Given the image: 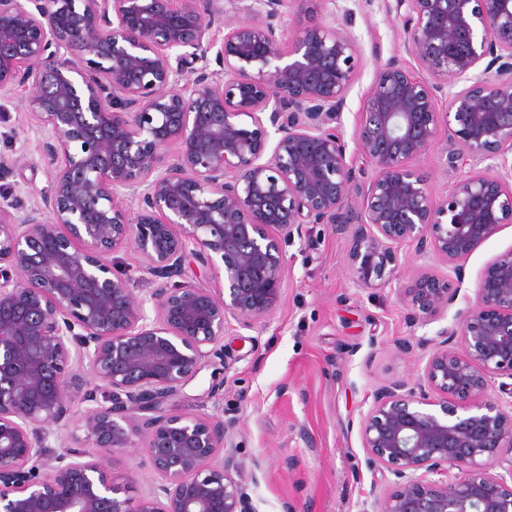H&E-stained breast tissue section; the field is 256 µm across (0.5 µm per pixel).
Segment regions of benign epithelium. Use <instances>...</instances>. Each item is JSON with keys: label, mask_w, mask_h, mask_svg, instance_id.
<instances>
[{"label": "benign epithelium", "mask_w": 512, "mask_h": 512, "mask_svg": "<svg viewBox=\"0 0 512 512\" xmlns=\"http://www.w3.org/2000/svg\"><path fill=\"white\" fill-rule=\"evenodd\" d=\"M311 2L0 0V93L31 87L51 167L32 207L0 202V512H257L233 426L167 401L224 355L232 323L269 319L308 225L349 238L364 289L412 247L397 294L413 329L464 301L438 338L401 342L421 372L360 414L387 481L372 512H512V383L489 395L512 380V251L472 297L459 264L512 223V0H395L420 71L378 64L352 153L338 125L359 45ZM436 146L448 173L478 165L441 199L417 167ZM128 248L158 280L142 297L112 259ZM192 260L224 287L182 280ZM79 431L142 449L159 484L119 498L68 445Z\"/></svg>", "instance_id": "benign-epithelium-1"}]
</instances>
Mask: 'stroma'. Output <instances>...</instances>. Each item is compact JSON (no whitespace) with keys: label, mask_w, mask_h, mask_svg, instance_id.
<instances>
[{"label":"stroma","mask_w":512,"mask_h":512,"mask_svg":"<svg viewBox=\"0 0 512 512\" xmlns=\"http://www.w3.org/2000/svg\"><path fill=\"white\" fill-rule=\"evenodd\" d=\"M312 16L336 19L359 42L339 128L349 141L377 65L394 56L412 68L417 62L384 0H314ZM26 94L20 87L0 96V196L25 209L50 180L44 136L24 108ZM511 250L512 223L463 259V293H473L486 266ZM347 253V240L320 225L287 247L288 273L274 314L262 326L234 328L223 357L171 402L182 413L219 412L234 422L241 474L252 482L258 512H282L292 499L306 512H369L386 488L381 474L364 466L360 413L380 386L413 378L418 362L397 347L411 329L395 285L358 287ZM107 466L132 497L158 481L138 449L115 452Z\"/></svg>","instance_id":"1"}]
</instances>
